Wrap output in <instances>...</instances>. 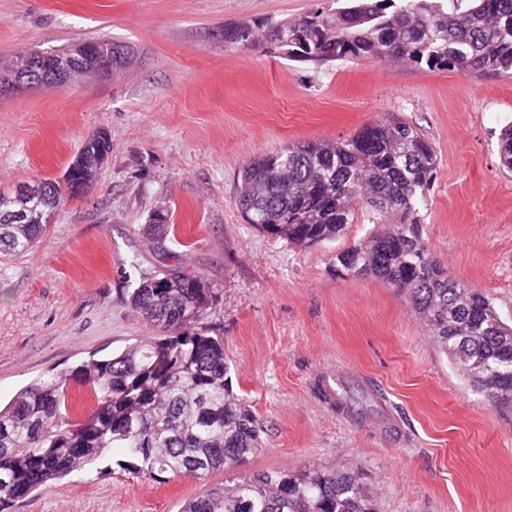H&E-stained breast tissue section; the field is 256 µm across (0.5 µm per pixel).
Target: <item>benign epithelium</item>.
Masks as SVG:
<instances>
[{"mask_svg": "<svg viewBox=\"0 0 512 512\" xmlns=\"http://www.w3.org/2000/svg\"><path fill=\"white\" fill-rule=\"evenodd\" d=\"M121 61L112 59V53H102L96 46L83 43L76 54L59 67H54L42 55L32 52L18 56L11 74L0 76V94L28 89L32 86L33 75L51 83H66L79 75L85 68L105 78L120 68Z\"/></svg>", "mask_w": 512, "mask_h": 512, "instance_id": "obj_1", "label": "benign epithelium"}]
</instances>
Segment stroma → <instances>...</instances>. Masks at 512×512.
I'll return each mask as SVG.
<instances>
[{"label":"stroma","mask_w":512,"mask_h":512,"mask_svg":"<svg viewBox=\"0 0 512 512\" xmlns=\"http://www.w3.org/2000/svg\"><path fill=\"white\" fill-rule=\"evenodd\" d=\"M338 0H0V65L109 38L129 46L101 79L0 95V189L61 179L94 131L112 153L81 199L59 206L21 253L0 254V403L51 371L151 335L128 303L160 273L144 232L168 216L166 246L213 297L188 324L224 339L232 389L261 420L260 452L206 480L158 482L80 469L12 512H181L212 486L259 471L359 468L376 512H512V408L467 386L405 297L337 275L333 257L371 228L300 248L247 224L243 166L304 141L342 140L394 116L435 147L418 212L453 279L512 323V172L498 155L512 77H470L410 61L315 67L224 41L226 25L273 23ZM329 380L346 409L329 402Z\"/></svg>","instance_id":"stroma-1"}]
</instances>
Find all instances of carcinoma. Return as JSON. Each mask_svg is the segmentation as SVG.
Listing matches in <instances>:
<instances>
[{
	"label": "carcinoma",
	"mask_w": 512,
	"mask_h": 512,
	"mask_svg": "<svg viewBox=\"0 0 512 512\" xmlns=\"http://www.w3.org/2000/svg\"><path fill=\"white\" fill-rule=\"evenodd\" d=\"M224 41L291 61L402 58L466 76L512 74V0H473L448 14L433 0H346L336 11L310 9L265 26L224 28ZM112 153L101 128L76 153ZM503 168L512 171V125L499 137ZM438 165L419 130L397 118L369 122L341 142L287 145L250 160L235 205L248 224L297 246L339 237L355 223L357 205L377 229L335 255L336 271L377 278L404 293L460 376L493 407H512V326L491 299L449 278L426 245L416 211ZM47 181L46 196L21 201L38 213L81 197L96 170L72 169ZM47 224L0 220V252H23ZM199 275L169 266L140 281L132 310L161 332L108 358L92 354L69 371L48 374L0 408V512L45 490L112 448L119 466L138 478L203 479L261 449L263 426L229 384L224 338L181 328L212 294ZM87 388L88 414L66 404L72 384ZM182 512H374L373 494L358 469L323 468L252 473L211 487Z\"/></svg>",
	"instance_id": "cac0c4a2"
}]
</instances>
